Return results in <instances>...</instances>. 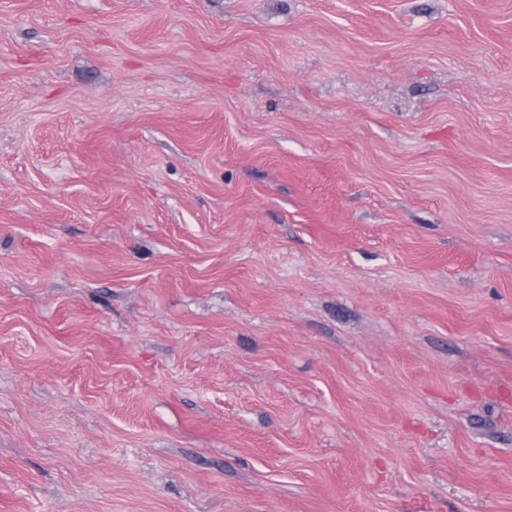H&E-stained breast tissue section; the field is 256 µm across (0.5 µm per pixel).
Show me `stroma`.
Listing matches in <instances>:
<instances>
[{
    "instance_id": "35a3bbf8",
    "label": "stroma",
    "mask_w": 512,
    "mask_h": 512,
    "mask_svg": "<svg viewBox=\"0 0 512 512\" xmlns=\"http://www.w3.org/2000/svg\"><path fill=\"white\" fill-rule=\"evenodd\" d=\"M0 512H512V0H0Z\"/></svg>"
}]
</instances>
